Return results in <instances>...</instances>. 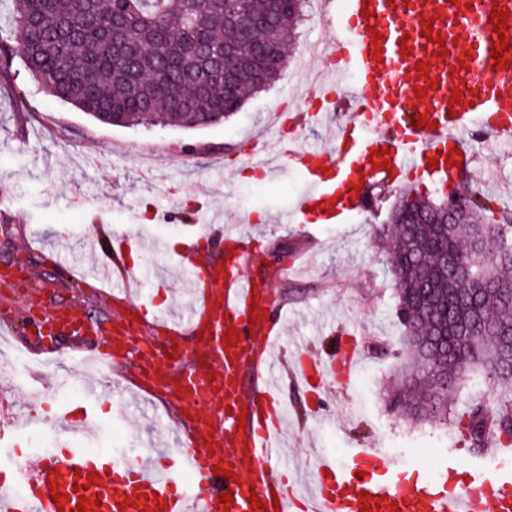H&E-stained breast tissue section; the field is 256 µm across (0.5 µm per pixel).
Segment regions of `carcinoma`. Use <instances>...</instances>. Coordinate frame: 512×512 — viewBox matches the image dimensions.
<instances>
[{
  "label": "carcinoma",
  "mask_w": 512,
  "mask_h": 512,
  "mask_svg": "<svg viewBox=\"0 0 512 512\" xmlns=\"http://www.w3.org/2000/svg\"><path fill=\"white\" fill-rule=\"evenodd\" d=\"M16 44L30 74L52 97L98 121L123 127L198 129L231 119L249 96L274 83L287 65L285 47L297 38L309 0H12ZM469 205L444 219L448 199ZM493 213L470 182L456 181L432 199L414 187L399 194L391 215L388 254L407 329L404 361L393 398L405 417L444 420L448 396L475 368L512 383L502 329L512 325V262L472 267L492 288L477 308L448 296L453 256L488 229L492 248L512 256V217ZM484 325L467 335L472 311ZM466 336V354L431 342ZM457 428L471 445L488 435L512 447V401L489 409L463 406Z\"/></svg>",
  "instance_id": "carcinoma-1"
}]
</instances>
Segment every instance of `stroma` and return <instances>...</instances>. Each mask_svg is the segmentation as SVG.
Masks as SVG:
<instances>
[{"mask_svg": "<svg viewBox=\"0 0 512 512\" xmlns=\"http://www.w3.org/2000/svg\"><path fill=\"white\" fill-rule=\"evenodd\" d=\"M335 21L322 13L321 0H311L280 78L226 123L198 130L123 128L96 121L48 95L22 61L13 60L8 74L0 76V271L19 264L28 277L14 288L0 282V307L22 313L36 302L48 312L60 304L76 305L87 310L92 324L107 329L116 310L103 296L106 286L82 276L90 262H105L104 232L146 244L206 233L220 252L229 213L234 229L251 233L264 267L304 271L301 277L272 283L277 301L288 310L287 358L304 351L341 353L338 327L319 329L323 317L356 330L360 359L350 380H337L335 397L316 402L292 368L282 369L281 396L294 414V453L306 456L313 443L346 463L356 449L378 448L391 453L398 467L424 476L437 463L462 458L486 472H512V455L493 457L471 446L451 421L408 422L390 398L405 329L382 243L401 184L371 180L367 192L374 207L353 211L345 223L281 225L272 218L304 193L303 172L283 162L274 178L252 175V140H277L274 102L284 100L289 109L303 110L296 78L320 65L303 48L334 36ZM18 95L24 102L20 110L13 105ZM474 156L472 182L492 198L493 209L512 208V199L501 195L512 186V150L484 145ZM60 257L74 278L56 269ZM125 264L143 281L140 299L156 298L160 275L168 281L170 305L180 307L186 299L187 276L174 253L148 250L142 259L129 258ZM82 345L79 339L54 337V356L36 380L22 386L15 375L0 370V388L29 402L37 420H51L55 409L33 401L32 395L42 386H55L60 376L77 375L76 351ZM504 397H512V385L476 371L464 377L448 411L456 413L473 400L494 404ZM96 412L100 434L94 444L99 448L142 452L174 427L161 398L149 397L133 407L117 389Z\"/></svg>", "mask_w": 512, "mask_h": 512, "instance_id": "1", "label": "stroma"}]
</instances>
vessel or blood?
Here are the masks:
<instances>
[{
    "label": "vessel or blood",
    "mask_w": 512,
    "mask_h": 512,
    "mask_svg": "<svg viewBox=\"0 0 512 512\" xmlns=\"http://www.w3.org/2000/svg\"><path fill=\"white\" fill-rule=\"evenodd\" d=\"M323 8L336 14L339 28L329 48L335 64L323 70L315 88L322 103L313 117L323 119L333 108L350 119L338 127L332 148H303L298 113L277 108L276 121L292 133L273 144L255 141L254 163L271 176L270 157L279 155L304 170L307 189L291 209L276 215V223L301 224L311 214L324 224L339 223L361 206V184L426 170L433 158L439 173L464 175L474 164L466 143L478 130L495 145H512V0H324ZM497 10L507 18L496 30ZM503 39L509 42V65L497 69L492 51ZM420 117L426 124L419 128ZM382 149L383 166L375 157ZM224 240L225 258L212 259L201 248L186 266L190 302L177 321L150 313L148 303L133 296L134 281L121 262L131 239L109 238L108 252L117 264L100 266L95 276L110 282L107 298L120 306L111 337L143 339L139 374L156 361L158 333L170 339L206 334L195 349L197 363H185L178 352L167 362L161 392L173 412L184 419L188 408H206L219 385L231 398L229 410L211 413L208 431L176 433L172 454L162 460L149 454L110 457L80 444L97 435L93 407L111 387L101 374H84L86 406L61 412L53 424L58 432L79 435L78 443L32 457L16 447L10 429H0V512H76L82 498L93 512H250L254 495L265 512H365V501L366 512H512V474L462 485L450 463L427 480L368 448L347 465L316 452L312 489L301 491L284 455V407L270 359L281 318L268 285L246 272L256 256L252 241L233 233ZM231 333L233 346L226 341ZM358 361L351 347L334 362L300 356L298 368L310 380L347 377ZM139 374L130 380L137 388ZM218 465L223 475H216ZM55 492L60 501L52 500ZM226 492L233 495L228 505L218 501Z\"/></svg>",
    "instance_id": "b4317fda"
}]
</instances>
